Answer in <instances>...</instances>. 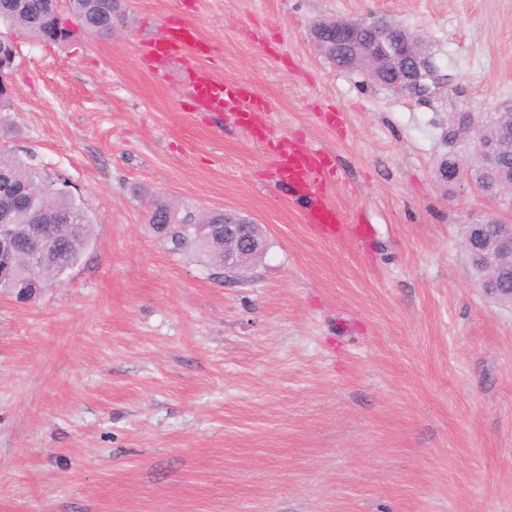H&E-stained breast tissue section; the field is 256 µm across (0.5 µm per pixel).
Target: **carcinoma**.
Listing matches in <instances>:
<instances>
[{
	"instance_id": "carcinoma-1",
	"label": "carcinoma",
	"mask_w": 512,
	"mask_h": 512,
	"mask_svg": "<svg viewBox=\"0 0 512 512\" xmlns=\"http://www.w3.org/2000/svg\"><path fill=\"white\" fill-rule=\"evenodd\" d=\"M69 10L86 30L101 34L111 32L119 19L117 0H69ZM0 18L28 30L42 42L63 43L73 34L52 0H0ZM468 118L466 113L453 117L448 124V140L455 142L470 131ZM469 168L472 179L486 194H512V153L500 162L503 175L483 168L477 156ZM0 174L25 187L30 195L29 209L15 218L16 236L27 240L38 233L47 241L48 248L62 246L58 267L43 269L38 276L48 281L63 274L77 263L92 237L93 224L85 204L73 198L62 178H51L18 158L1 155ZM174 216L170 205L159 202L150 213L149 223L164 224ZM168 241L174 251L196 247L208 254L211 264L219 265L213 247L193 236L178 232L171 234Z\"/></svg>"
}]
</instances>
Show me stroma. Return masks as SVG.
<instances>
[{
    "mask_svg": "<svg viewBox=\"0 0 512 512\" xmlns=\"http://www.w3.org/2000/svg\"><path fill=\"white\" fill-rule=\"evenodd\" d=\"M375 14L448 81L397 96L314 47ZM197 26L200 69L252 87L269 139L317 148L342 233L324 238L251 128L196 110L149 58ZM18 48L0 154L62 175L94 226L35 300L0 295V512H512V307L486 296L464 225L512 218L448 116L512 104V0H120L110 34ZM241 212L266 250L215 278L147 221Z\"/></svg>",
    "mask_w": 512,
    "mask_h": 512,
    "instance_id": "1",
    "label": "stroma"
}]
</instances>
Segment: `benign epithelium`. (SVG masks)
<instances>
[{
    "mask_svg": "<svg viewBox=\"0 0 512 512\" xmlns=\"http://www.w3.org/2000/svg\"><path fill=\"white\" fill-rule=\"evenodd\" d=\"M383 20L323 19L316 22L311 35L322 54L336 51V55L350 64L369 66L376 79L384 80L388 90L395 94L427 97L442 84L431 64L423 42L393 40L382 31ZM483 151L486 167L494 171L499 167L500 156L512 151V137L501 140L493 148L476 145ZM1 191L6 193V204L0 205V278L10 279L17 258L18 241L13 235L11 216L27 202L26 190L3 181ZM472 235L463 242L464 251L474 261L482 264L488 275L481 279L485 291L494 298L504 294L499 284L512 277V264L504 262L512 258V226L505 225L494 234V239L478 225H471ZM263 249V240L255 233V224L230 210L224 211V277H232L255 253ZM28 263L40 268L47 262L39 243H31L26 249Z\"/></svg>",
    "mask_w": 512,
    "mask_h": 512,
    "instance_id": "7a95c632",
    "label": "benign epithelium"
}]
</instances>
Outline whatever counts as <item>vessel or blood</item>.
Here are the masks:
<instances>
[{
	"label": "vessel or blood",
	"mask_w": 512,
	"mask_h": 512,
	"mask_svg": "<svg viewBox=\"0 0 512 512\" xmlns=\"http://www.w3.org/2000/svg\"><path fill=\"white\" fill-rule=\"evenodd\" d=\"M202 39L197 28L188 22L176 27H165L160 38L147 43L150 56L162 62H192L200 51ZM193 94L198 106L213 112H231L243 122L251 121L253 112L261 109L262 102L249 86L222 83L203 70H196ZM276 171L279 185L305 200L307 221L326 238H335L340 217L327 200L324 188L334 178L332 167L317 150L301 147L279 149L276 152Z\"/></svg>",
	"instance_id": "vessel-or-blood-1"
}]
</instances>
